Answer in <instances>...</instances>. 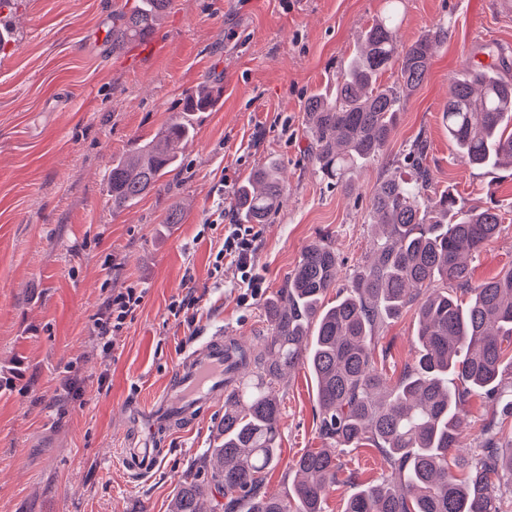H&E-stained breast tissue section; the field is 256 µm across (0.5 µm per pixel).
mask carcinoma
<instances>
[{
    "mask_svg": "<svg viewBox=\"0 0 512 512\" xmlns=\"http://www.w3.org/2000/svg\"><path fill=\"white\" fill-rule=\"evenodd\" d=\"M364 31L351 60L333 85L304 103L312 160L321 178L343 185L345 173L384 156L406 98L427 79L437 44L448 40L438 24L408 45L398 40L399 0ZM170 0H141L112 14V50L153 34ZM397 69L390 85L379 81ZM215 97L201 86L188 94L183 112H202ZM442 119L448 140L466 163L512 166V80L494 64L474 63L448 85ZM191 127L176 115L152 140L112 164L107 192L112 210L145 196L180 167ZM280 168L254 171L234 192L236 214L265 224L284 195ZM501 204L464 209L454 191L433 187L420 143L378 183L370 212L376 249L336 300L339 263L323 239L309 244L287 280L266 302L269 335L251 349H233L241 375L224 392L221 441L203 469L181 481L171 512H207L218 493L230 512H324L339 481L341 447L374 448L387 473L358 487L343 512H503L512 497V268L483 281L470 257L500 232ZM413 309L418 317L417 354L395 380L375 356L376 330ZM307 363L316 380L320 436L332 444L302 454L287 497L263 491L266 471L278 462L279 387ZM495 396L502 416L488 420L485 438L471 455L456 452L472 398Z\"/></svg>",
    "mask_w": 512,
    "mask_h": 512,
    "instance_id": "obj_1",
    "label": "carcinoma"
}]
</instances>
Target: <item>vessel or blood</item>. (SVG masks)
Segmentation results:
<instances>
[{
    "label": "vessel or blood",
    "mask_w": 512,
    "mask_h": 512,
    "mask_svg": "<svg viewBox=\"0 0 512 512\" xmlns=\"http://www.w3.org/2000/svg\"><path fill=\"white\" fill-rule=\"evenodd\" d=\"M237 375L224 354V338L207 337L169 374L163 390L149 403L124 406L125 429L118 464L128 478L148 477L164 457L173 435L191 428L221 403Z\"/></svg>",
    "instance_id": "b4317fda"
}]
</instances>
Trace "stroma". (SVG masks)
Segmentation results:
<instances>
[{"label": "stroma", "instance_id": "obj_1", "mask_svg": "<svg viewBox=\"0 0 512 512\" xmlns=\"http://www.w3.org/2000/svg\"><path fill=\"white\" fill-rule=\"evenodd\" d=\"M499 0H402L398 36L413 42L436 24L448 40L408 98L386 148L399 158L424 138L437 188L465 207L512 202V169L461 161L442 111L450 79L471 57L503 51L512 77V15ZM135 0H14L0 13L13 30L0 50V512H170L185 472L217 443L223 408L176 434L157 469L130 481L116 458L125 402L151 397L189 348L221 331L252 344L268 335L263 303L238 302L233 270L216 273L233 191L268 162L282 168L279 210L260 225L257 259L269 291L304 248L327 237L346 287L374 248L369 215L382 163L323 181L310 156L303 105L333 84L388 0H171L150 42L95 45L112 13ZM216 105L194 112V137L178 170L136 204L113 211V161L180 112L200 84ZM224 221L216 223V208ZM180 211V223L167 221ZM512 266V220L474 259L483 280ZM128 288L146 297L103 350L93 316ZM194 293L188 321L172 298ZM415 310L385 323L375 352L389 376L412 363ZM280 459L269 493L287 495L292 463L323 447L320 409L307 366L280 386Z\"/></svg>", "mask_w": 512, "mask_h": 512}]
</instances>
